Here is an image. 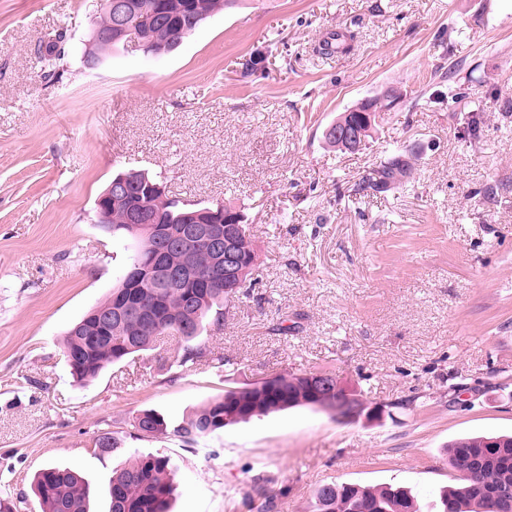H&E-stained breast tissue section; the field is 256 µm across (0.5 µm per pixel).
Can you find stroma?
<instances>
[{
  "instance_id": "1",
  "label": "stroma",
  "mask_w": 512,
  "mask_h": 512,
  "mask_svg": "<svg viewBox=\"0 0 512 512\" xmlns=\"http://www.w3.org/2000/svg\"><path fill=\"white\" fill-rule=\"evenodd\" d=\"M102 5L0 0V512H38L31 480L49 464L77 468L92 512H107L113 468L149 453L170 460L175 512H248L266 484L274 512H312L331 481L436 496L453 482L449 442L512 434V0H239L169 55L131 44L91 70ZM337 29L353 49L322 57ZM60 31L66 54L46 79L36 51ZM256 52L267 72L243 75ZM389 91L366 147L325 144L341 113ZM391 150L410 157L415 187L356 195ZM125 168L184 201L233 203L250 224L254 291L201 336L226 370L179 367L168 339L72 378L63 338L135 246L96 223ZM325 369L384 417L298 407L193 447L132 435L138 411L178 420L225 387ZM103 429L125 456L99 455Z\"/></svg>"
}]
</instances>
